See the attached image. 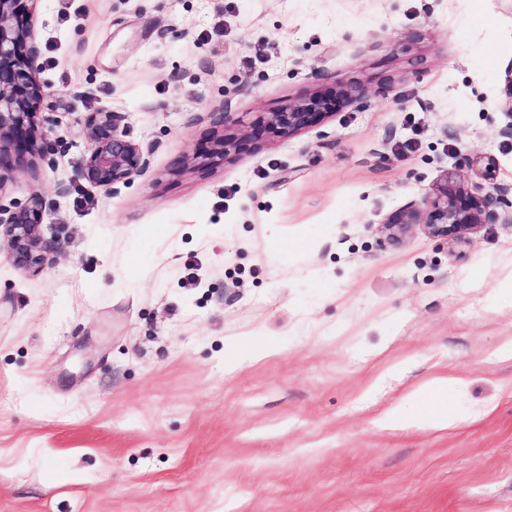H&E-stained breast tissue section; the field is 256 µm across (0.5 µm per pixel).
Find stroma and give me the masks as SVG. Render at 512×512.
Wrapping results in <instances>:
<instances>
[{
	"label": "stroma",
	"instance_id": "1",
	"mask_svg": "<svg viewBox=\"0 0 512 512\" xmlns=\"http://www.w3.org/2000/svg\"><path fill=\"white\" fill-rule=\"evenodd\" d=\"M29 23L56 164L0 156V200L43 195L54 247L36 275L0 256V512H512V224L381 228L446 177L474 192L467 158L512 182V0H36ZM317 89L363 99L254 130ZM102 107L153 148L114 194L74 179ZM439 373L460 423L377 425Z\"/></svg>",
	"mask_w": 512,
	"mask_h": 512
}]
</instances>
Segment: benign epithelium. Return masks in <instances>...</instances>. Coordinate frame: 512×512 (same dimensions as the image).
I'll return each instance as SVG.
<instances>
[{
    "label": "benign epithelium",
    "mask_w": 512,
    "mask_h": 512,
    "mask_svg": "<svg viewBox=\"0 0 512 512\" xmlns=\"http://www.w3.org/2000/svg\"><path fill=\"white\" fill-rule=\"evenodd\" d=\"M30 0H0V152L12 148L22 156L40 147L47 165L54 166L48 151L53 127L38 131V107L47 95L39 79V49L28 23ZM334 107L332 100L314 91L288 102L263 117L264 126L281 137H292L315 126ZM126 116L99 109L84 121L89 153L76 179L109 189L134 173L145 174L152 149L120 132ZM484 180L490 182L485 195L469 194L457 183L447 182L420 201L397 210L383 223L387 237L402 240L412 227L449 246L466 242V234L480 224L512 223V184L494 181L496 161L490 156L475 160ZM44 199L38 194L25 204H0V239L7 242L9 259L27 272L42 271L51 243L44 239L36 217Z\"/></svg>",
    "instance_id": "7a95c632"
}]
</instances>
